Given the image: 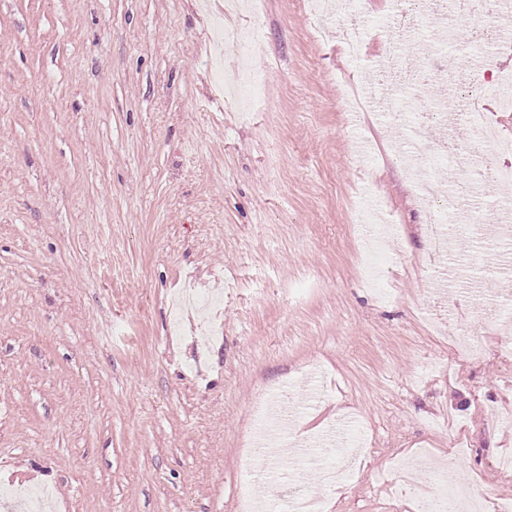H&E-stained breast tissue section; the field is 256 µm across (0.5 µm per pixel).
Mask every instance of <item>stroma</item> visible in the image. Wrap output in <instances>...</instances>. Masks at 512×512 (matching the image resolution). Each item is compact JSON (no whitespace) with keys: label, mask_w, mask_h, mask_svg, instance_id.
<instances>
[{"label":"stroma","mask_w":512,"mask_h":512,"mask_svg":"<svg viewBox=\"0 0 512 512\" xmlns=\"http://www.w3.org/2000/svg\"><path fill=\"white\" fill-rule=\"evenodd\" d=\"M390 0H362L363 59L334 15L309 33L303 0H0V486H52L63 512H235L250 403L292 384L286 411L320 434L355 417L364 470L329 512L407 500L392 463L427 446L494 512L512 499V335L455 360L425 210L391 148L403 126L351 116L384 47ZM259 30L237 54L225 35ZM425 70L491 37L486 11ZM264 78L257 106L213 72ZM375 195L404 248L385 300L366 283L351 220ZM498 295L490 254L460 270ZM305 470L274 457L272 500Z\"/></svg>","instance_id":"stroma-1"}]
</instances>
